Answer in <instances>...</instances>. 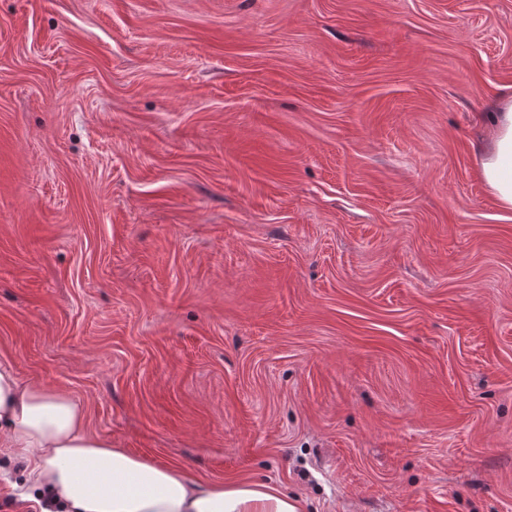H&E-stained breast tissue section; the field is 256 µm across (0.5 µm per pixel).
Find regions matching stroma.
Returning <instances> with one entry per match:
<instances>
[{
    "mask_svg": "<svg viewBox=\"0 0 512 512\" xmlns=\"http://www.w3.org/2000/svg\"><path fill=\"white\" fill-rule=\"evenodd\" d=\"M512 0H0V359L308 512H512ZM489 146L480 154L479 175L488 194L504 211H512V95L497 105Z\"/></svg>",
    "mask_w": 512,
    "mask_h": 512,
    "instance_id": "35a3bbf8",
    "label": "stroma"
}]
</instances>
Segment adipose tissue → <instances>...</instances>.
<instances>
[{
    "label": "adipose tissue",
    "mask_w": 512,
    "mask_h": 512,
    "mask_svg": "<svg viewBox=\"0 0 512 512\" xmlns=\"http://www.w3.org/2000/svg\"><path fill=\"white\" fill-rule=\"evenodd\" d=\"M480 178L512 211V95L497 105ZM0 454L26 463L28 490L46 492L41 512H306V504L264 482L191 479L164 462L113 447L89 433L81 403L24 382L0 360Z\"/></svg>",
    "instance_id": "1"
}]
</instances>
